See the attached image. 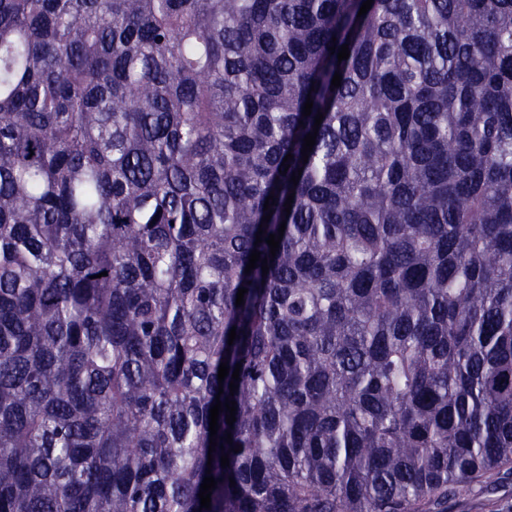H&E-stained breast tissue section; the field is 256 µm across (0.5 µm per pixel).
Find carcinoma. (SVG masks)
I'll use <instances>...</instances> for the list:
<instances>
[{"instance_id":"obj_1","label":"carcinoma","mask_w":512,"mask_h":512,"mask_svg":"<svg viewBox=\"0 0 512 512\" xmlns=\"http://www.w3.org/2000/svg\"><path fill=\"white\" fill-rule=\"evenodd\" d=\"M363 2L0 0V512H444L512 465V0Z\"/></svg>"}]
</instances>
